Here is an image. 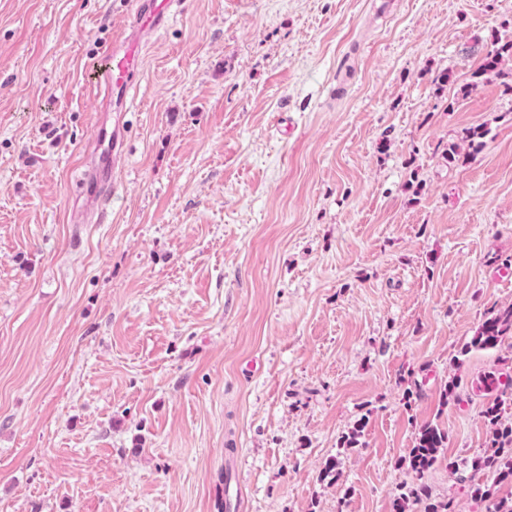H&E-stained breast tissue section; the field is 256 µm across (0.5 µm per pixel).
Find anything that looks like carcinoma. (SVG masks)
<instances>
[{
  "mask_svg": "<svg viewBox=\"0 0 512 512\" xmlns=\"http://www.w3.org/2000/svg\"><path fill=\"white\" fill-rule=\"evenodd\" d=\"M508 58H512V40L495 41L482 64L472 73V81L461 86L458 94L463 97L468 95L481 77L499 73L501 63ZM505 343L512 349V305L487 317L473 336L470 346L487 349ZM488 378L490 384L486 388L495 392V397L483 410L488 427V450L472 459L471 469L491 475L493 482L475 485L472 495L483 504L485 512H512V498L500 497L496 491L498 485L512 483V423L503 422L504 406L512 404V383H499L496 373L489 374ZM447 441L448 433L438 425L426 423L419 427L408 457L407 469L412 481L406 491L394 499V512H408L410 505L415 502L424 504V512H448L449 503L432 501L429 487L423 482L425 473L436 463L440 449L446 446Z\"/></svg>",
  "mask_w": 512,
  "mask_h": 512,
  "instance_id": "obj_1",
  "label": "carcinoma"
}]
</instances>
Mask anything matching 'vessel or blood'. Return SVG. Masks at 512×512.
<instances>
[{
    "mask_svg": "<svg viewBox=\"0 0 512 512\" xmlns=\"http://www.w3.org/2000/svg\"><path fill=\"white\" fill-rule=\"evenodd\" d=\"M177 0H135L131 22L120 40L88 71L90 84L100 89L106 107L123 110L126 92L139 74L149 36L166 25ZM123 140L118 130L100 126L97 137L99 170L86 177L83 192L86 205L98 211L112 181V161L121 152Z\"/></svg>",
    "mask_w": 512,
    "mask_h": 512,
    "instance_id": "1",
    "label": "vessel or blood"
}]
</instances>
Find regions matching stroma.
<instances>
[{
  "label": "stroma",
  "mask_w": 512,
  "mask_h": 512,
  "mask_svg": "<svg viewBox=\"0 0 512 512\" xmlns=\"http://www.w3.org/2000/svg\"><path fill=\"white\" fill-rule=\"evenodd\" d=\"M132 9L0 0V512H225L231 473L239 512H394L428 422L432 498L484 512L448 463L512 376L469 346L512 304V59L457 90L512 0H180L106 113L86 69ZM99 171L85 178L83 192L87 207L98 212L102 196L112 181V161L123 148V139L115 126L111 131L107 125L100 126L97 137Z\"/></svg>",
  "instance_id": "35a3bbf8"
}]
</instances>
